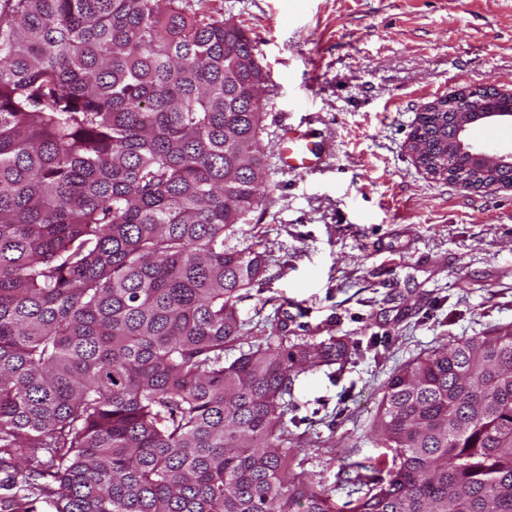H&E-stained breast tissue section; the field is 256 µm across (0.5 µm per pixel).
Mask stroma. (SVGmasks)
Segmentation results:
<instances>
[{
    "instance_id": "obj_1",
    "label": "stroma",
    "mask_w": 512,
    "mask_h": 512,
    "mask_svg": "<svg viewBox=\"0 0 512 512\" xmlns=\"http://www.w3.org/2000/svg\"><path fill=\"white\" fill-rule=\"evenodd\" d=\"M190 3L243 29L267 73L266 196L239 233L266 271L238 311L254 336L284 320L289 336L349 344L344 368L299 374L293 386L297 448L343 503V467L383 454L377 409L393 374L512 324V190L461 188L409 149L433 101L466 87L512 90V0ZM289 126L307 127L323 168L281 169Z\"/></svg>"
}]
</instances>
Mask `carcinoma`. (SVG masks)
<instances>
[{
    "instance_id": "cac0c4a2",
    "label": "carcinoma",
    "mask_w": 512,
    "mask_h": 512,
    "mask_svg": "<svg viewBox=\"0 0 512 512\" xmlns=\"http://www.w3.org/2000/svg\"><path fill=\"white\" fill-rule=\"evenodd\" d=\"M266 84L188 0H0V512H512V326L388 382L356 499L304 468L294 378L350 352L243 350Z\"/></svg>"
}]
</instances>
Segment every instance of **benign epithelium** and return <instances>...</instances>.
Returning a JSON list of instances; mask_svg holds the SVG:
<instances>
[{"mask_svg": "<svg viewBox=\"0 0 512 512\" xmlns=\"http://www.w3.org/2000/svg\"><path fill=\"white\" fill-rule=\"evenodd\" d=\"M497 96L508 101L506 109H494L486 103L483 90L465 88L454 96L448 127L454 129L448 139V167L434 169L425 156L421 142L430 139L422 124H417L411 138L416 161L430 174L458 183L473 190L512 189V180H501L498 174L512 167V151L489 152L475 149L467 143V133L473 126L494 121L512 122V92H499Z\"/></svg>", "mask_w": 512, "mask_h": 512, "instance_id": "benign-epithelium-1", "label": "benign epithelium"}]
</instances>
